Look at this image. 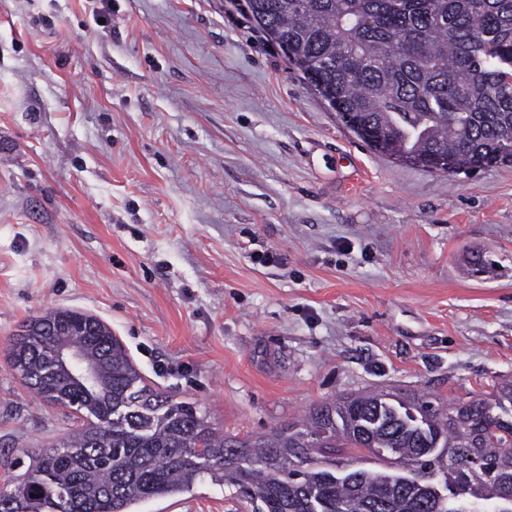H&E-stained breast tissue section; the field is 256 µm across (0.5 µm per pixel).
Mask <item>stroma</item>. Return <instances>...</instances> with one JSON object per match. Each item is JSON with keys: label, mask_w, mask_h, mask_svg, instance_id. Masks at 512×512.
Returning a JSON list of instances; mask_svg holds the SVG:
<instances>
[{"label": "stroma", "mask_w": 512, "mask_h": 512, "mask_svg": "<svg viewBox=\"0 0 512 512\" xmlns=\"http://www.w3.org/2000/svg\"><path fill=\"white\" fill-rule=\"evenodd\" d=\"M52 308L228 434L363 389L452 407L512 380V165L379 152L247 0H0V480L76 422L7 361Z\"/></svg>", "instance_id": "1"}]
</instances>
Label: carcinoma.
<instances>
[{
  "instance_id": "cac0c4a2",
  "label": "carcinoma",
  "mask_w": 512,
  "mask_h": 512,
  "mask_svg": "<svg viewBox=\"0 0 512 512\" xmlns=\"http://www.w3.org/2000/svg\"><path fill=\"white\" fill-rule=\"evenodd\" d=\"M255 24L352 129L391 157L455 168L512 162V0H248ZM58 344L98 367L80 382L50 363ZM9 366L87 423L28 456L0 485V512H137L209 480L249 512H482L512 496V381L444 408L426 395L366 391L254 436L147 385L101 319L33 315L9 338ZM349 451L370 468L336 463Z\"/></svg>"
}]
</instances>
